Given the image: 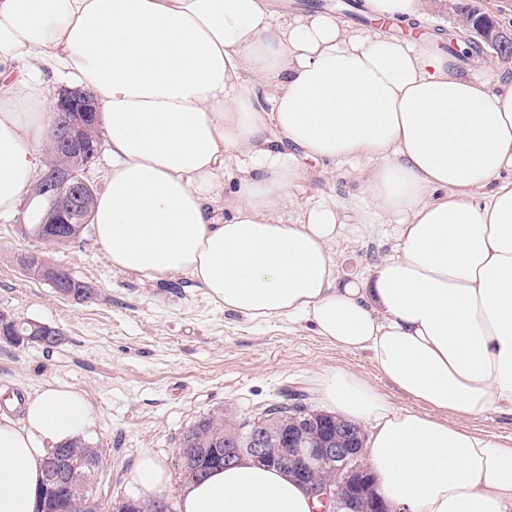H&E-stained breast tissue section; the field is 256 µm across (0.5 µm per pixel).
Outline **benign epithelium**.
I'll use <instances>...</instances> for the list:
<instances>
[{"mask_svg": "<svg viewBox=\"0 0 512 512\" xmlns=\"http://www.w3.org/2000/svg\"><path fill=\"white\" fill-rule=\"evenodd\" d=\"M455 25L474 33L506 57L502 48L512 42V34L498 25L489 30L473 24L472 15L454 9ZM54 112L67 121L57 125L51 144L56 162L45 169L35 195L44 205V224H70L78 213H87L93 188L85 171L98 153L96 114L93 96L79 88H60L53 93ZM283 433L252 432L244 451L224 447V462L255 460L277 465L293 474L320 504L318 512H392L375 485L368 479L365 448L358 430L348 421L336 422L335 434L325 437L311 425H295L288 431V446H282Z\"/></svg>", "mask_w": 512, "mask_h": 512, "instance_id": "obj_1", "label": "benign epithelium"}]
</instances>
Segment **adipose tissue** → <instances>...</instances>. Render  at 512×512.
I'll list each match as a JSON object with an SVG mask.
<instances>
[{"label": "adipose tissue", "instance_id": "adipose-tissue-1", "mask_svg": "<svg viewBox=\"0 0 512 512\" xmlns=\"http://www.w3.org/2000/svg\"><path fill=\"white\" fill-rule=\"evenodd\" d=\"M364 4L374 24L358 28L273 0H0V219L45 163L52 86L90 91L112 156L92 222L113 266L189 275L224 311L307 322L368 353L423 411L395 409L345 369L316 391L368 425L384 499L399 512H512V442L468 426L512 414V81L385 30L424 22L423 0ZM363 159L360 202L398 244L370 278L343 280L340 204L282 212L306 161ZM92 422L86 395L65 386L29 395L22 422L0 415V512H35L46 458ZM128 480L167 493L152 453ZM313 509L288 475L251 462L188 483L179 501Z\"/></svg>", "mask_w": 512, "mask_h": 512}]
</instances>
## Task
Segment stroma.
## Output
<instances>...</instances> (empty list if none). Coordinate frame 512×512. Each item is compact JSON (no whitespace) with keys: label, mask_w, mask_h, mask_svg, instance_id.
Segmentation results:
<instances>
[{"label":"stroma","mask_w":512,"mask_h":512,"mask_svg":"<svg viewBox=\"0 0 512 512\" xmlns=\"http://www.w3.org/2000/svg\"><path fill=\"white\" fill-rule=\"evenodd\" d=\"M358 191L354 168L329 172L311 162L293 191V205L283 212L296 217L322 198L345 205L347 221L334 246L343 279L369 277L397 244L396 225L369 223L353 201ZM27 221L24 212L0 220V312L59 326L67 339L50 350L0 342V390L25 397L68 385L87 396L95 420L86 439L104 457L100 495L138 496L126 476L149 451L166 464L168 498L177 502L185 481L176 448L186 427L218 408L253 414L278 401L285 388L303 391L309 406L321 408L316 379L337 368L365 377L396 408H420L388 383L366 353L336 348L310 324L225 313L185 275L149 281L112 266L93 230L51 247L22 234ZM27 251L69 268L97 289L98 299L78 304L26 275L16 258Z\"/></svg>","instance_id":"stroma-1"}]
</instances>
